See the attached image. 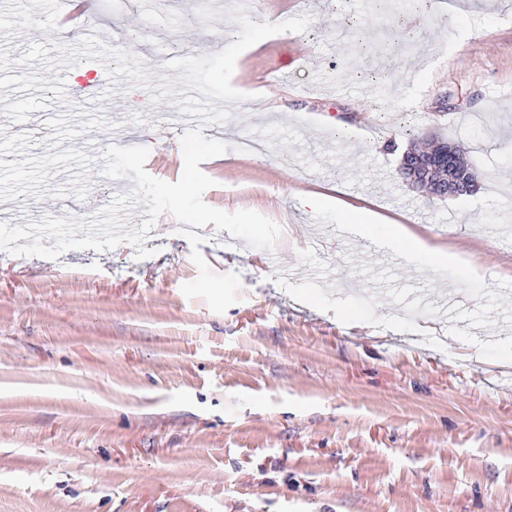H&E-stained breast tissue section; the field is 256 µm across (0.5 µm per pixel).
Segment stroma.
Wrapping results in <instances>:
<instances>
[{
    "mask_svg": "<svg viewBox=\"0 0 512 512\" xmlns=\"http://www.w3.org/2000/svg\"><path fill=\"white\" fill-rule=\"evenodd\" d=\"M11 58L72 45L62 0H17ZM229 0H102L94 31L143 61L212 55ZM311 14L242 52L229 149L200 165L204 201L279 224L274 250L164 214L150 257L127 243L59 258L0 252V512H512V0H258L257 23ZM43 23L29 34L31 21ZM46 71H0V140L31 155L144 146L183 170L174 105ZM464 147L475 192L432 196L398 173L413 142ZM84 199L22 195L0 221L87 218L131 180L87 175ZM340 195L458 252L405 265L344 248ZM473 274L461 277V267ZM466 335V346L455 338Z\"/></svg>",
    "mask_w": 512,
    "mask_h": 512,
    "instance_id": "35a3bbf8",
    "label": "stroma"
}]
</instances>
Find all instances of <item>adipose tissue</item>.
I'll list each match as a JSON object with an SVG mask.
<instances>
[{
  "label": "adipose tissue",
  "instance_id": "ef3b65f1",
  "mask_svg": "<svg viewBox=\"0 0 512 512\" xmlns=\"http://www.w3.org/2000/svg\"><path fill=\"white\" fill-rule=\"evenodd\" d=\"M341 214L358 236L378 244H387L393 251L403 253L408 258L425 260L436 266L445 265L455 258L453 252L430 245L427 240L412 233L404 225L389 224L383 228L378 227L366 210L345 208Z\"/></svg>",
  "mask_w": 512,
  "mask_h": 512
}]
</instances>
